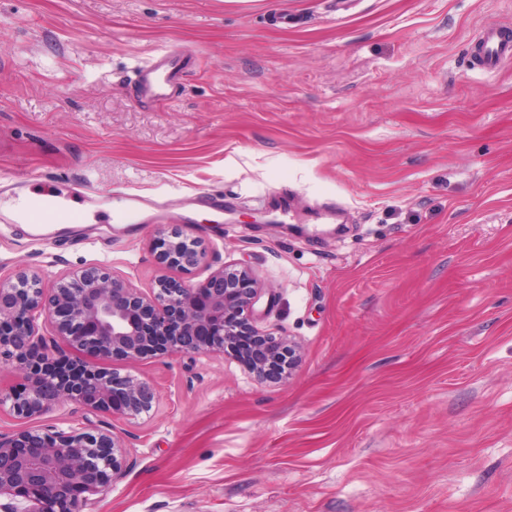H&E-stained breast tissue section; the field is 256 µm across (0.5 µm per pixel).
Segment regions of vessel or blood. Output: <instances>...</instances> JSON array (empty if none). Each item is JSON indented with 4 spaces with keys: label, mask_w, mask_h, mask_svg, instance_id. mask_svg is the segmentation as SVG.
I'll list each match as a JSON object with an SVG mask.
<instances>
[{
    "label": "vessel or blood",
    "mask_w": 512,
    "mask_h": 512,
    "mask_svg": "<svg viewBox=\"0 0 512 512\" xmlns=\"http://www.w3.org/2000/svg\"><path fill=\"white\" fill-rule=\"evenodd\" d=\"M478 67L485 71L497 69L512 61V24L493 23L483 27L473 51ZM191 59L182 51L166 49L154 53L138 65L133 84L138 101L161 106L180 90L190 69ZM17 189L24 192V203L0 211V222L5 224H43L49 217L59 221H83L84 207L80 196L62 198L52 185H41L33 193H26L25 181H16Z\"/></svg>",
    "instance_id": "vessel-or-blood-1"
}]
</instances>
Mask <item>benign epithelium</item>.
<instances>
[{
	"mask_svg": "<svg viewBox=\"0 0 512 512\" xmlns=\"http://www.w3.org/2000/svg\"><path fill=\"white\" fill-rule=\"evenodd\" d=\"M152 251L169 269L203 259L196 239L183 231H159ZM270 292L247 265L222 266L201 286L161 279L148 293L94 265L48 285L40 273L19 270L0 279V363L22 382L0 390V406L31 417L66 402L127 419L153 408L157 391L149 382L87 364L71 368L62 342L130 361L239 350L258 380L279 370L291 374L301 361L299 343L256 326ZM156 336L169 340L159 347ZM122 447L119 437L84 428L0 436V512H90L93 497L107 492L122 470Z\"/></svg>",
	"mask_w": 512,
	"mask_h": 512,
	"instance_id": "obj_1",
	"label": "benign epithelium"
}]
</instances>
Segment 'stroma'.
Listing matches in <instances>:
<instances>
[{"label":"stroma","instance_id":"obj_1","mask_svg":"<svg viewBox=\"0 0 512 512\" xmlns=\"http://www.w3.org/2000/svg\"><path fill=\"white\" fill-rule=\"evenodd\" d=\"M508 20L512 0H0V187H81L92 214L40 242L0 223V277L99 265L146 292L245 264L273 294L260 329L304 352L259 382L226 355L69 348L152 384V410L4 406L0 434L120 437L93 512H512V62L471 64ZM172 43L196 66L139 103L135 66ZM117 187L151 196L142 223ZM212 192L224 211L193 205ZM160 225L203 262L164 270Z\"/></svg>","mask_w":512,"mask_h":512}]
</instances>
